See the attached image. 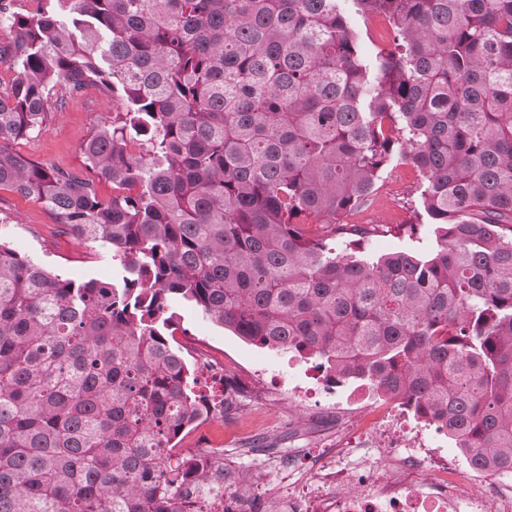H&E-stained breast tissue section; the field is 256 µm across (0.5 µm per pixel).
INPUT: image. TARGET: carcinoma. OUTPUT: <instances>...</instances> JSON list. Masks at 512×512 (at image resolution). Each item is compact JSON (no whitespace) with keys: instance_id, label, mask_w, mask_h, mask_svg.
Wrapping results in <instances>:
<instances>
[{"instance_id":"obj_1","label":"carcinoma","mask_w":512,"mask_h":512,"mask_svg":"<svg viewBox=\"0 0 512 512\" xmlns=\"http://www.w3.org/2000/svg\"><path fill=\"white\" fill-rule=\"evenodd\" d=\"M37 2H0V189L117 276L77 283L0 243V512H204L224 459L176 448L211 399L173 299L512 471V0H353L393 31L371 65L339 0ZM60 84L120 102L83 173L10 148ZM397 158L434 246L338 251L369 235L343 217Z\"/></svg>"}]
</instances>
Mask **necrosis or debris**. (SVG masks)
Wrapping results in <instances>:
<instances>
[{
	"label": "necrosis or debris",
	"instance_id": "necrosis-or-debris-1",
	"mask_svg": "<svg viewBox=\"0 0 512 512\" xmlns=\"http://www.w3.org/2000/svg\"><path fill=\"white\" fill-rule=\"evenodd\" d=\"M203 363L206 387L214 394H221L224 381L250 382L281 399L339 415L316 467L295 474L273 500H264L254 483L225 493L222 503L205 512H247L254 500L263 502L265 512H512V473L493 475V495L477 490L473 479H449L457 459L441 450L447 432L430 421L411 422L401 401H383L365 426L356 411L370 393L327 380L323 371H315L311 381L288 384L264 369L243 374L221 360L207 357Z\"/></svg>",
	"mask_w": 512,
	"mask_h": 512
}]
</instances>
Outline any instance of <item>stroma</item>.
Segmentation results:
<instances>
[{
    "label": "stroma",
    "mask_w": 512,
    "mask_h": 512,
    "mask_svg": "<svg viewBox=\"0 0 512 512\" xmlns=\"http://www.w3.org/2000/svg\"><path fill=\"white\" fill-rule=\"evenodd\" d=\"M340 8L358 36L364 61H373L379 52L393 49L390 27L375 28L372 20L356 11L352 0H341ZM50 106L52 114L43 128L16 141L14 150L52 166L84 171L82 146L99 124L111 118L118 102L93 89L77 98L54 96ZM421 184L420 173L410 163L396 160L387 167L369 203L348 217L349 223L364 224L371 230L363 246L365 254L430 250L433 227L416 224L414 216ZM0 239L62 277L78 282L112 278L110 255L93 245L77 244L40 202L7 190L0 191ZM170 310L180 327L208 341L215 355L247 367L286 369L300 381L312 370V362L289 365L287 353L251 344L216 325L195 307L175 302ZM332 421L329 413L305 411L288 401H247L234 417H210L181 435L179 446L222 449L226 471L236 476L250 474L271 496L287 485L289 465L306 471L316 463L318 438Z\"/></svg>",
    "instance_id": "obj_1"
}]
</instances>
